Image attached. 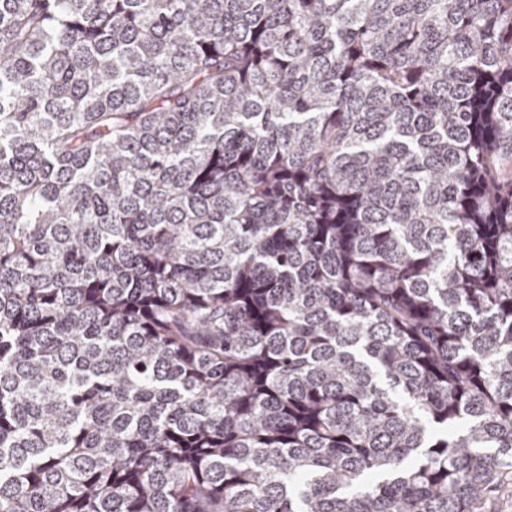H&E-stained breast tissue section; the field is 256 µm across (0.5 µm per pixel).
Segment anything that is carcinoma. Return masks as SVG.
<instances>
[{"instance_id": "obj_1", "label": "carcinoma", "mask_w": 512, "mask_h": 512, "mask_svg": "<svg viewBox=\"0 0 512 512\" xmlns=\"http://www.w3.org/2000/svg\"><path fill=\"white\" fill-rule=\"evenodd\" d=\"M507 471L512 0H0V512Z\"/></svg>"}]
</instances>
